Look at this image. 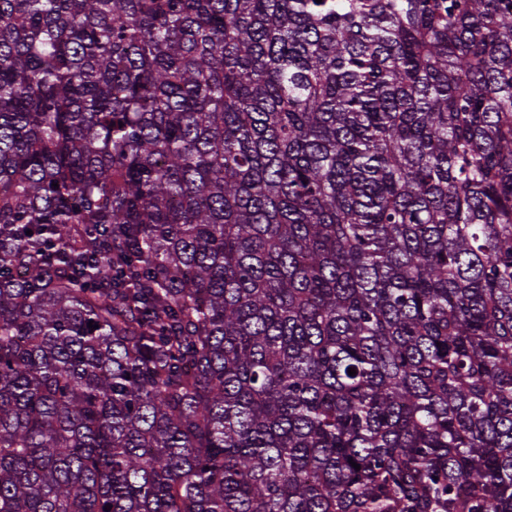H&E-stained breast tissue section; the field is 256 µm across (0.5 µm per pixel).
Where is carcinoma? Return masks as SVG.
<instances>
[{"label": "carcinoma", "mask_w": 512, "mask_h": 512, "mask_svg": "<svg viewBox=\"0 0 512 512\" xmlns=\"http://www.w3.org/2000/svg\"><path fill=\"white\" fill-rule=\"evenodd\" d=\"M0 512H512V0H0Z\"/></svg>", "instance_id": "1"}]
</instances>
